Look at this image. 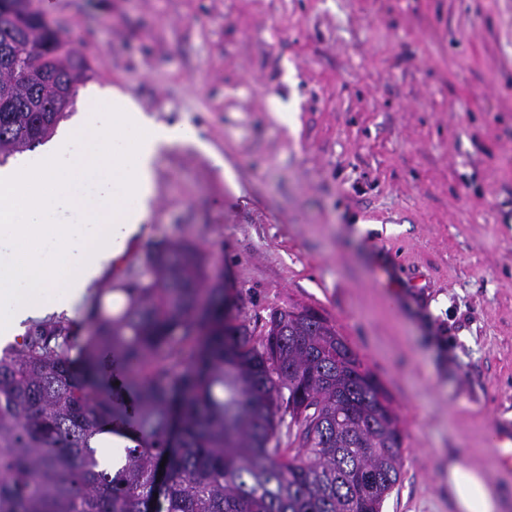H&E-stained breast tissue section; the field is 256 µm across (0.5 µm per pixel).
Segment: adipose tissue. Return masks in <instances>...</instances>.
Returning <instances> with one entry per match:
<instances>
[{
  "label": "adipose tissue",
  "mask_w": 512,
  "mask_h": 512,
  "mask_svg": "<svg viewBox=\"0 0 512 512\" xmlns=\"http://www.w3.org/2000/svg\"><path fill=\"white\" fill-rule=\"evenodd\" d=\"M83 122L51 148L0 168V331L71 311L149 217L162 150L195 141L154 123L115 89L88 95ZM454 512H507L501 487L479 466L449 458Z\"/></svg>",
  "instance_id": "1"
}]
</instances>
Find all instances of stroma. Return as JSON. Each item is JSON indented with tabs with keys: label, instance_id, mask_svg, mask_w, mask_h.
<instances>
[{
	"label": "stroma",
	"instance_id": "35a3bbf8",
	"mask_svg": "<svg viewBox=\"0 0 512 512\" xmlns=\"http://www.w3.org/2000/svg\"><path fill=\"white\" fill-rule=\"evenodd\" d=\"M115 88L199 141L164 150L157 203L100 286L188 240L260 341L320 310L404 433L383 512H453L449 457L503 471L512 422V0H34ZM288 105L291 125L273 116Z\"/></svg>",
	"mask_w": 512,
	"mask_h": 512
}]
</instances>
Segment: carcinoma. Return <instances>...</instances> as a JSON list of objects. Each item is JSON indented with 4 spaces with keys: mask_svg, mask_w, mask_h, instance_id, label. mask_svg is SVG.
Masks as SVG:
<instances>
[{
    "mask_svg": "<svg viewBox=\"0 0 512 512\" xmlns=\"http://www.w3.org/2000/svg\"><path fill=\"white\" fill-rule=\"evenodd\" d=\"M60 46L31 0H0V157L40 145L91 77L78 53L58 80ZM144 263L152 277L116 288L117 314L95 295L79 345L53 316L0 356V512H382L403 437L336 327L313 307L276 310L256 345L246 324L224 321L223 273L196 244H158ZM111 364L131 408L96 379ZM286 415L292 452L277 437ZM109 425L132 442L114 471L94 450Z\"/></svg>",
    "mask_w": 512,
    "mask_h": 512,
    "instance_id": "obj_1",
    "label": "carcinoma"
}]
</instances>
